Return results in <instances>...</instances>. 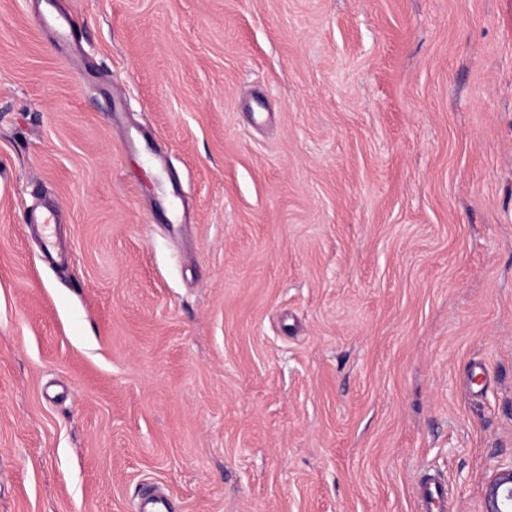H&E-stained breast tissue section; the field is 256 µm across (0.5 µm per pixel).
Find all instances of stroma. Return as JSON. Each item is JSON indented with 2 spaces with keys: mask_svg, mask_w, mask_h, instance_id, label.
Masks as SVG:
<instances>
[{
  "mask_svg": "<svg viewBox=\"0 0 512 512\" xmlns=\"http://www.w3.org/2000/svg\"><path fill=\"white\" fill-rule=\"evenodd\" d=\"M55 10L69 41L0 0V512H136L152 483L178 512H417L425 471L484 512L512 0ZM40 224L43 226V257L46 260L53 258L58 248V235L56 231V214L53 210H48L41 218Z\"/></svg>",
  "mask_w": 512,
  "mask_h": 512,
  "instance_id": "35a3bbf8",
  "label": "stroma"
}]
</instances>
